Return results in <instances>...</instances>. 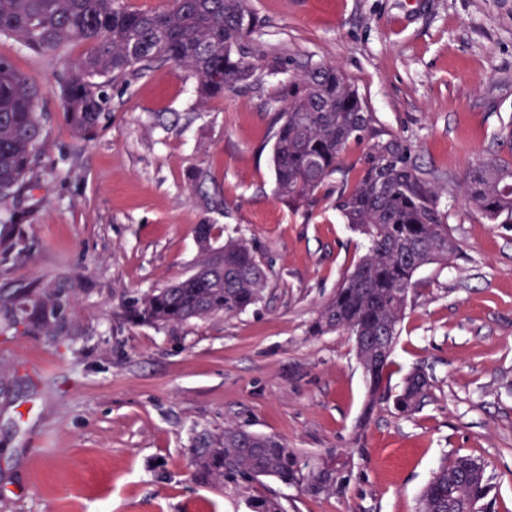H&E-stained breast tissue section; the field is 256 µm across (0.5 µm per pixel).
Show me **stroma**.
Wrapping results in <instances>:
<instances>
[{"label":"stroma","mask_w":512,"mask_h":512,"mask_svg":"<svg viewBox=\"0 0 512 512\" xmlns=\"http://www.w3.org/2000/svg\"><path fill=\"white\" fill-rule=\"evenodd\" d=\"M261 60L249 86L200 102L170 63L108 90L93 136L66 123L65 59L0 38L44 93L43 170L24 241L0 243V512H417L442 461L486 465L512 512V226L465 206L464 170L512 121V0H248ZM333 61L381 133L418 146L458 243L422 266L385 375L390 394L424 367L430 397L361 421L354 344L314 334L322 304L365 253L335 196L276 193L268 123L285 77ZM207 169L226 202L205 210L189 176ZM251 240L262 300L233 316L157 327L128 302L185 278L200 224ZM234 423L301 455L345 451L343 495L311 498L271 479L249 493L196 481L190 451Z\"/></svg>","instance_id":"1"}]
</instances>
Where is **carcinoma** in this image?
I'll list each match as a JSON object with an SVG mask.
<instances>
[{"label":"carcinoma","mask_w":512,"mask_h":512,"mask_svg":"<svg viewBox=\"0 0 512 512\" xmlns=\"http://www.w3.org/2000/svg\"><path fill=\"white\" fill-rule=\"evenodd\" d=\"M256 27L245 0H170L162 11L131 8L127 0H0V36L37 55L62 57L75 42L89 50L67 70L62 104L71 128L92 135L109 103L105 87L143 76L158 63L186 69L199 100L249 83L259 54L249 46ZM41 88L0 56V203L5 205L38 181L37 148L43 136L36 111ZM281 107L271 119L270 140L277 193L302 205L342 171L352 142L365 145L354 179L336 184V210L368 242L336 296L320 309L313 332L349 336L368 383L365 415L389 400L381 389L392 364L414 273L446 262L457 250L439 207L431 173L415 147L374 128L366 101L333 64L309 67L281 83ZM508 152L491 151L468 167L461 180L465 204L493 224H512V132ZM204 169L190 189L208 211L224 210L220 193L205 190ZM224 228L196 227L197 255L186 278L135 300L129 315L154 326L235 315L257 304L267 286L264 261L246 239L219 241ZM433 386L422 368L394 398L402 416L422 408ZM194 477L222 490L246 491L264 478L297 487L309 497L341 494L349 483L344 455L312 461L275 436L227 424L216 439L192 449ZM494 485L484 463L459 457L435 472L420 496V512H494ZM251 512H281L272 497H250Z\"/></svg>","instance_id":"cac0c4a2"}]
</instances>
